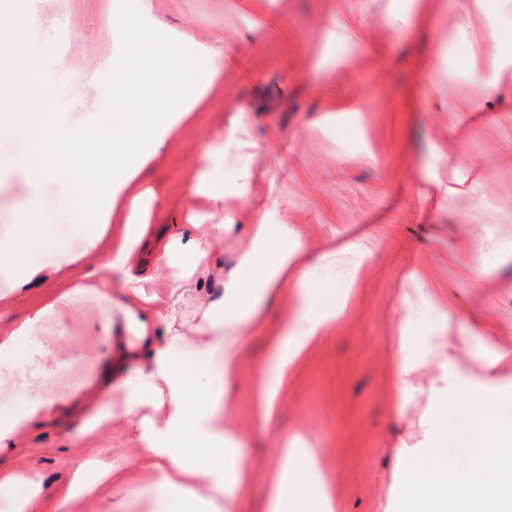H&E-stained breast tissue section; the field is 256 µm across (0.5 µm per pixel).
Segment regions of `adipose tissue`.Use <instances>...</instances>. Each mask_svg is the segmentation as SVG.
<instances>
[{
  "label": "adipose tissue",
  "instance_id": "1",
  "mask_svg": "<svg viewBox=\"0 0 512 512\" xmlns=\"http://www.w3.org/2000/svg\"><path fill=\"white\" fill-rule=\"evenodd\" d=\"M0 93L10 95L9 107H0V135L19 133L27 150L11 162L0 160V169L27 186L24 199L13 208L9 222L0 230V256L24 248L27 241L56 214L78 213L72 225L84 252L94 251L109 233L113 214L124 220L121 239L110 249L104 269L80 265L77 255L57 251L48 267L7 262L6 295L24 291L44 271H68L63 290L55 292L23 320L0 330V374L10 375L17 361H25L32 379L48 376L52 367L27 342L41 330L47 318L63 316L94 298L104 316L120 311L135 343L126 345L116 365L135 360L151 350L152 363L139 370L135 380L119 386L111 373H104L97 393L124 390L136 399L146 388L156 433L169 445L157 447L145 441V458L154 461L162 477L152 492L154 512H184L200 500L223 499L224 512H236L238 500L251 475L237 453L240 438L223 431L219 400L203 398L197 389L201 374L214 373L232 386L239 376L248 333L261 319L265 302L281 289L298 288L300 315L289 332L268 337L272 362L255 375L256 421L268 429L288 368L334 318L332 309H318L317 297L306 270V258L297 237L284 224H272L265 211L254 214L247 229L249 250L236 265L228 287L209 303L200 322L187 326L183 305L198 291V273L207 272L208 259L224 238L220 224L198 235L162 227L152 246H143L145 228L152 212L153 195L141 189L137 178L158 154L187 112L206 91L220 81L221 50L212 43H199L192 56H185L178 34L159 35L137 18L124 28V64L112 72L106 108L121 111L123 131L116 136L100 133L101 117H77L57 112L44 117L26 111L28 87L15 78L8 61L25 53L23 34L35 18L33 10L10 9L0 0ZM224 162V139L216 137L202 155V169L191 183L192 201L222 203L224 187L213 177ZM146 247L148 280L167 288L165 307L143 290L147 280L132 272L130 259L138 247ZM192 266L178 278L169 268L175 257ZM121 288L113 299V288ZM165 331L163 347H155L158 331ZM69 401L61 395L30 403L0 420V457L17 446L20 433L57 421ZM490 397L470 394L469 448L476 466L465 474L449 470L440 450L448 442L447 430L436 431L423 454L403 465L399 512H512V456L501 450L512 445V421L496 420L488 410ZM276 474L268 512H333L332 499L314 462L297 448H284L271 461ZM180 488L174 497L172 488Z\"/></svg>",
  "mask_w": 512,
  "mask_h": 512
}]
</instances>
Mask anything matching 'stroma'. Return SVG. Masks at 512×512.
Masks as SVG:
<instances>
[{"instance_id": "1", "label": "stroma", "mask_w": 512, "mask_h": 512, "mask_svg": "<svg viewBox=\"0 0 512 512\" xmlns=\"http://www.w3.org/2000/svg\"><path fill=\"white\" fill-rule=\"evenodd\" d=\"M140 0H42L26 31L22 69L36 112H84L124 61L121 30ZM144 20L205 43L224 38V74L141 176L157 197L152 224L185 223L201 153L224 148V221L210 257L231 273L256 209L302 244L319 287L345 295L335 321L289 371L270 432L254 422L253 372L270 360L266 338L293 322L278 293L250 333L227 422L253 478L238 512H267L273 436L314 449L334 512H397L406 453L448 429V466L465 472L471 390L488 388L494 415L512 418V363L487 370V340L512 345V0H149ZM59 65H41L45 47ZM256 172L240 177L245 162ZM67 334L36 344L59 367L40 385L0 382V418L97 377L127 336L93 301L66 313ZM444 336L469 378L447 419L437 415L442 368L430 361L397 410L393 350L400 331ZM120 392L83 400L60 424L19 436L0 467L40 476L30 512L69 493L68 512H152L158 469L141 455L147 427ZM107 468L93 490L74 465Z\"/></svg>"}]
</instances>
